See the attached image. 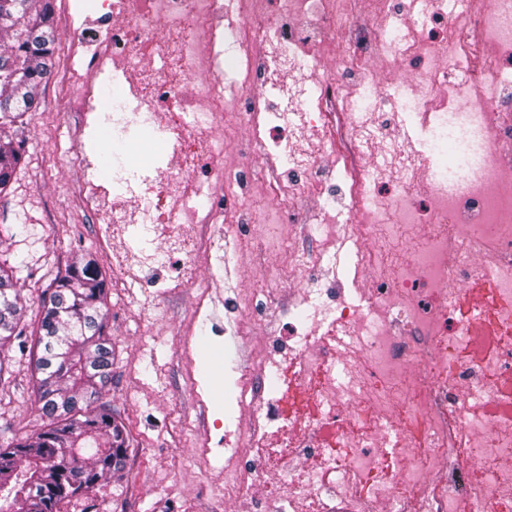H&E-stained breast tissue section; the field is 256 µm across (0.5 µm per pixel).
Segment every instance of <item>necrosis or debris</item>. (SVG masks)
<instances>
[{
  "mask_svg": "<svg viewBox=\"0 0 512 512\" xmlns=\"http://www.w3.org/2000/svg\"><path fill=\"white\" fill-rule=\"evenodd\" d=\"M91 2L79 65L62 78L70 111L111 126L115 184L85 178L84 199L103 223L166 228L196 304L223 264H267L260 239L249 260L228 249L207 274L195 265L252 187L249 166L196 136L224 131L220 84L233 89L279 215H297L305 187L321 189L310 219L280 242L301 287L230 300L224 332L242 347L232 364L243 424L224 458L225 501L243 512H336L341 487L352 512H512V0H380L379 14L340 17L325 0H278L277 29L243 15L231 71L216 49L224 0ZM189 12L202 36L174 45L172 82L154 66L157 24ZM392 61L409 76L382 84ZM274 76L301 79L304 98H277ZM327 161L342 164L340 190L326 185ZM344 254L353 301L320 276ZM277 308L288 334L267 320ZM297 384L320 407L304 425L284 401ZM366 398L370 424L339 431ZM401 407L425 421V444L438 451L430 469L414 463ZM374 447L393 449L400 468L369 456ZM466 448L493 460L482 486L456 464Z\"/></svg>",
  "mask_w": 512,
  "mask_h": 512,
  "instance_id": "necrosis-or-debris-1",
  "label": "necrosis or debris"
}]
</instances>
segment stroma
I'll use <instances>...</instances> for the list:
<instances>
[{
	"instance_id": "stroma-1",
	"label": "stroma",
	"mask_w": 512,
	"mask_h": 512,
	"mask_svg": "<svg viewBox=\"0 0 512 512\" xmlns=\"http://www.w3.org/2000/svg\"><path fill=\"white\" fill-rule=\"evenodd\" d=\"M56 50L48 78L39 90L40 107L15 132L25 149L7 191L0 193V258L8 260L20 288L27 331L38 327L42 301L58 278L84 255H91L108 283L106 332L112 341V378L102 400L127 431L126 460L136 473L122 471L101 481L90 493L65 501L61 512H228L224 506V431L211 438L186 431L183 419L196 399L206 401L215 418L224 416V395L233 375L224 357L234 351L222 335L224 304L231 288L248 292L268 285L267 271L256 268L234 278L231 288H212L202 311L210 338L202 347L203 371L191 374L180 342L193 323L195 293L177 280V264L164 256L141 272L148 283H161L162 296L145 300L126 288L125 254L102 243L112 232L97 213L84 206L82 175L71 163L78 149L77 113L68 109L60 76L71 65L70 45L81 38L61 4L53 6ZM275 200L262 187L246 197L242 210L228 214L216 233L233 238L240 256L254 248L251 236L236 234L239 223L273 225ZM9 370L0 380V448L40 432L46 420L35 408L31 349L6 348ZM196 387H189L188 377Z\"/></svg>"
}]
</instances>
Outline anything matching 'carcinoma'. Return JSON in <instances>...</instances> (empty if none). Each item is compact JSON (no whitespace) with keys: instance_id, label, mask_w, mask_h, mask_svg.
Returning a JSON list of instances; mask_svg holds the SVG:
<instances>
[{"instance_id":"cac0c4a2","label":"carcinoma","mask_w":512,"mask_h":512,"mask_svg":"<svg viewBox=\"0 0 512 512\" xmlns=\"http://www.w3.org/2000/svg\"><path fill=\"white\" fill-rule=\"evenodd\" d=\"M52 0H0V191L24 156L9 129L38 106L55 51ZM106 279L86 255L43 302L34 362L36 404L47 419L34 436L0 448V512H58L124 469L126 428L100 391L112 374ZM13 277L0 266V351L22 335Z\"/></svg>"}]
</instances>
